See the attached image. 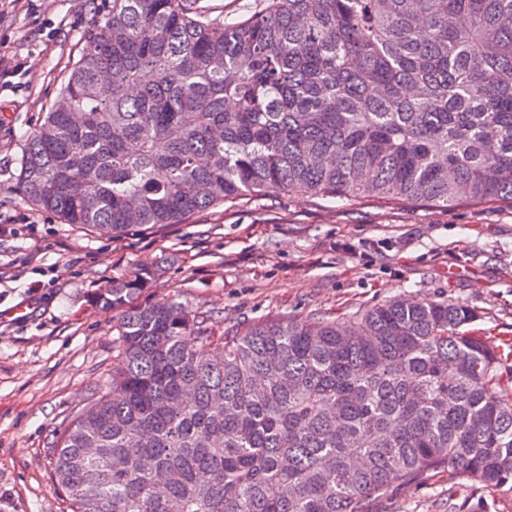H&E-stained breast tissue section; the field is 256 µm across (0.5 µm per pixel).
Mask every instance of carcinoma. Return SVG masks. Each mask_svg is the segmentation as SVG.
Instances as JSON below:
<instances>
[{"mask_svg": "<svg viewBox=\"0 0 512 512\" xmlns=\"http://www.w3.org/2000/svg\"><path fill=\"white\" fill-rule=\"evenodd\" d=\"M26 138L17 186L118 235L268 194L512 208V0H112ZM120 312L112 368L51 450L71 512H368L448 471L512 490V376L451 298L215 336ZM263 3L260 0H201L202 5H210L211 18L217 21H222L223 16L226 19L252 13L259 10Z\"/></svg>", "mask_w": 512, "mask_h": 512, "instance_id": "1", "label": "carcinoma"}]
</instances>
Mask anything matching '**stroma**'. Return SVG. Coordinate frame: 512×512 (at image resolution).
<instances>
[{
    "instance_id": "35a3bbf8",
    "label": "stroma",
    "mask_w": 512,
    "mask_h": 512,
    "mask_svg": "<svg viewBox=\"0 0 512 512\" xmlns=\"http://www.w3.org/2000/svg\"><path fill=\"white\" fill-rule=\"evenodd\" d=\"M111 0H0V512H70L50 451L112 365L117 311L95 292L136 267L142 305L171 299L212 314L215 332L263 319L349 318L393 297L452 298L494 349L512 342V209L370 197L277 195L225 202L180 224L112 237L66 224L15 187L28 132ZM39 291H31L32 282ZM27 306L26 319L8 311ZM372 512H512V491L439 473L396 485Z\"/></svg>"
}]
</instances>
